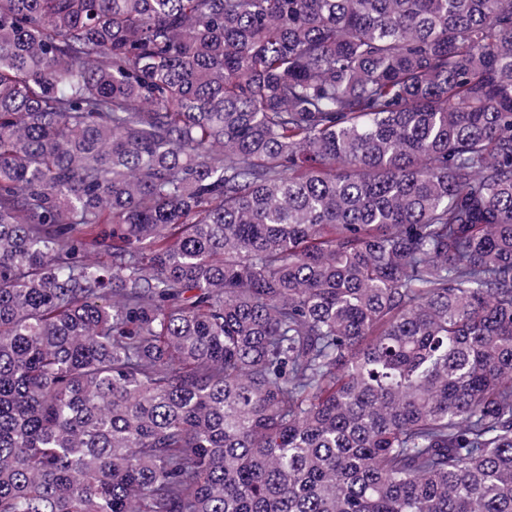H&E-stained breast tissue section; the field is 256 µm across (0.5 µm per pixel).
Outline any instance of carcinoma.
Returning a JSON list of instances; mask_svg holds the SVG:
<instances>
[{"label":"carcinoma","instance_id":"cac0c4a2","mask_svg":"<svg viewBox=\"0 0 512 512\" xmlns=\"http://www.w3.org/2000/svg\"><path fill=\"white\" fill-rule=\"evenodd\" d=\"M0 512H512V0H0Z\"/></svg>","mask_w":512,"mask_h":512}]
</instances>
